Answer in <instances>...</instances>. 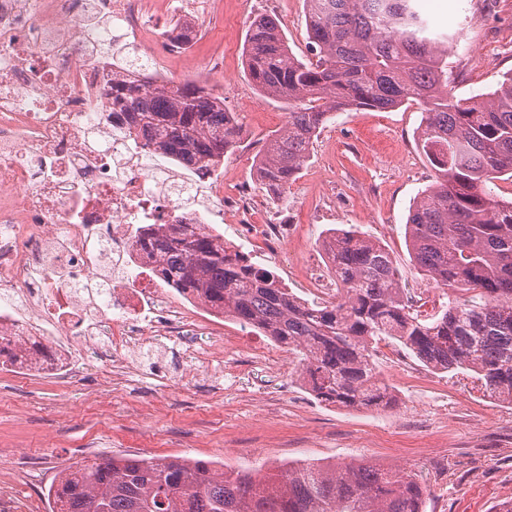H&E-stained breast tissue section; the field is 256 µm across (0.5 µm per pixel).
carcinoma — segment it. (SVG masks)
Masks as SVG:
<instances>
[{
  "instance_id": "obj_1",
  "label": "carcinoma",
  "mask_w": 512,
  "mask_h": 512,
  "mask_svg": "<svg viewBox=\"0 0 512 512\" xmlns=\"http://www.w3.org/2000/svg\"><path fill=\"white\" fill-rule=\"evenodd\" d=\"M417 2L305 0L309 60L293 54L275 18L258 15L243 59L255 88L287 111L258 162L260 188L275 193L335 113L420 103L417 145L436 179L414 200L406 235L418 273L447 298L435 313L416 309L390 253L354 225L323 241L336 300L312 304L199 224L148 227L140 242L169 286L296 352L313 396L352 409L392 403L372 362L382 339L436 371H467L489 397L512 402V200L492 189L512 180V73L490 93L455 96L454 35L432 28ZM112 97L131 114L134 137L186 165H220L239 134L224 100L193 83L114 82ZM427 494L420 476L370 463L224 470L107 456L68 466L47 497L52 512H423Z\"/></svg>"
}]
</instances>
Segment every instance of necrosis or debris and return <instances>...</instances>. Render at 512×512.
Returning a JSON list of instances; mask_svg holds the SVG:
<instances>
[{"label": "necrosis or debris", "instance_id": "necrosis-or-debris-1", "mask_svg": "<svg viewBox=\"0 0 512 512\" xmlns=\"http://www.w3.org/2000/svg\"><path fill=\"white\" fill-rule=\"evenodd\" d=\"M152 0H0V336L26 349L62 338L53 376L69 374L68 339L109 352L101 386L142 336L211 334L176 305L153 258L136 250L143 224H202V192L248 215L255 193L212 168L169 169L126 133L113 80L170 79L189 48L147 24ZM128 55H113V42ZM129 266L104 292L88 274Z\"/></svg>", "mask_w": 512, "mask_h": 512}]
</instances>
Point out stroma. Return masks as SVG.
Instances as JSON below:
<instances>
[{
  "instance_id": "obj_1",
  "label": "stroma",
  "mask_w": 512,
  "mask_h": 512,
  "mask_svg": "<svg viewBox=\"0 0 512 512\" xmlns=\"http://www.w3.org/2000/svg\"><path fill=\"white\" fill-rule=\"evenodd\" d=\"M440 30L455 34L448 59L455 94L486 93L512 72V0H419ZM274 15L292 52L308 57L304 0H219L193 23L191 62L221 63L206 83L235 113L240 134L224 155V169L255 184V164L269 137L286 122L279 103L263 97L245 74L242 47L254 16ZM418 104L385 111L340 112L320 129L310 159L281 195L258 190L257 219L286 225L285 245L254 240L238 217L225 215L213 231L274 269L293 294L310 299L301 268L333 273L322 243L329 229L358 226L390 252L413 291L429 283L414 267L405 223L415 196L436 173L414 131ZM200 354L223 352L222 369L195 365L179 341L146 337L129 362L126 381L96 402L99 355L75 349L70 384L37 370L20 376L0 368V512H50L47 492L77 461L104 456H176L231 467L321 460H368L420 475L429 487L425 512H495L512 500V405L487 396L465 374L424 367L400 345L380 342L375 361L396 397L393 406L348 409L317 400L295 374L266 401L253 398L247 355L258 346L275 353L268 337L230 318L214 317ZM228 336L238 346L225 345ZM414 379H407V372Z\"/></svg>"
}]
</instances>
